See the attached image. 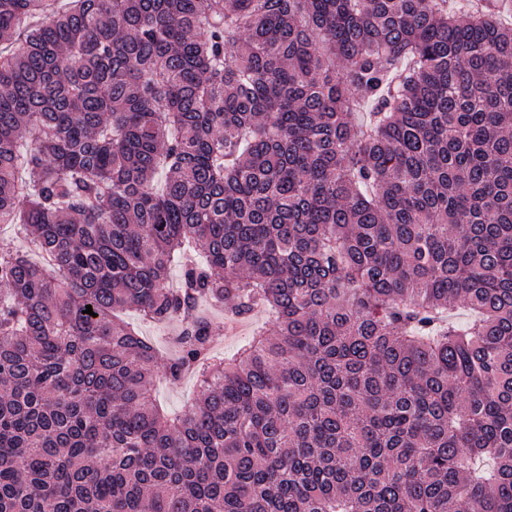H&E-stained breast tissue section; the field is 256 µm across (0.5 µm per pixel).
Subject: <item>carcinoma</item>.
Instances as JSON below:
<instances>
[{
  "label": "carcinoma",
  "mask_w": 512,
  "mask_h": 512,
  "mask_svg": "<svg viewBox=\"0 0 512 512\" xmlns=\"http://www.w3.org/2000/svg\"><path fill=\"white\" fill-rule=\"evenodd\" d=\"M506 6L0 0V512H512ZM209 313L213 317L214 325L216 326V323L220 322L221 327L217 331L215 335V346L213 347V351H222L224 355L233 353L238 348L242 347L248 341L250 340L254 329L257 326H260L268 321V318L264 314H256L252 318L248 320H235L228 318L225 314V311L223 313L208 309ZM225 321H233L240 324L239 331L234 334V336L226 337L224 336V322ZM175 328L176 326L175 325H169V336L165 337V338H157L158 336H160L162 333L156 329L155 327H153L152 324H148V323H140V331L141 333L143 334V336H149V337H152L154 338L157 343H158V347H159V361H158V366H160L164 360L166 359L165 355L170 353V351L172 349H175L176 350V335L177 333H175ZM162 406L171 410L188 407L196 396V385L192 380H182L177 384H160L157 392Z\"/></svg>",
  "instance_id": "carcinoma-1"
}]
</instances>
